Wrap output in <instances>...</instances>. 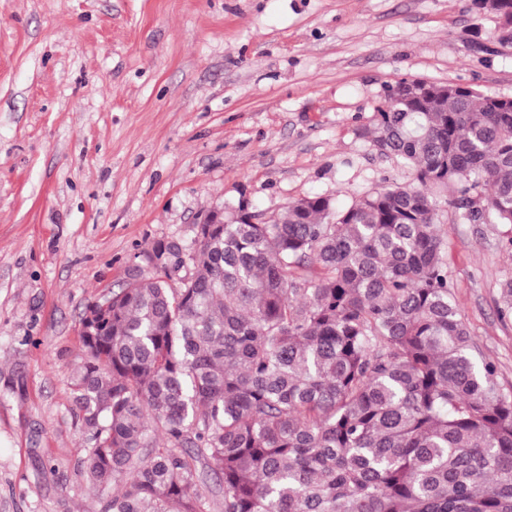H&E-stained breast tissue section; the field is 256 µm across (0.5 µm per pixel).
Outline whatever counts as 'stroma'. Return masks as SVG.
Instances as JSON below:
<instances>
[{
  "mask_svg": "<svg viewBox=\"0 0 512 512\" xmlns=\"http://www.w3.org/2000/svg\"><path fill=\"white\" fill-rule=\"evenodd\" d=\"M403 77L512 97V48L471 0H0V512H98L71 399L87 304L213 208L406 181L362 134ZM440 221L472 354L512 394V230Z\"/></svg>",
  "mask_w": 512,
  "mask_h": 512,
  "instance_id": "1",
  "label": "stroma"
}]
</instances>
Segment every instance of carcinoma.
<instances>
[{"instance_id":"carcinoma-1","label":"carcinoma","mask_w":512,"mask_h":512,"mask_svg":"<svg viewBox=\"0 0 512 512\" xmlns=\"http://www.w3.org/2000/svg\"><path fill=\"white\" fill-rule=\"evenodd\" d=\"M512 46V0H471ZM413 81L363 131L409 181L267 222L235 207L187 263L81 319L71 374L99 512H512V395L478 364L440 204L512 227V109ZM512 319V276L499 282Z\"/></svg>"}]
</instances>
